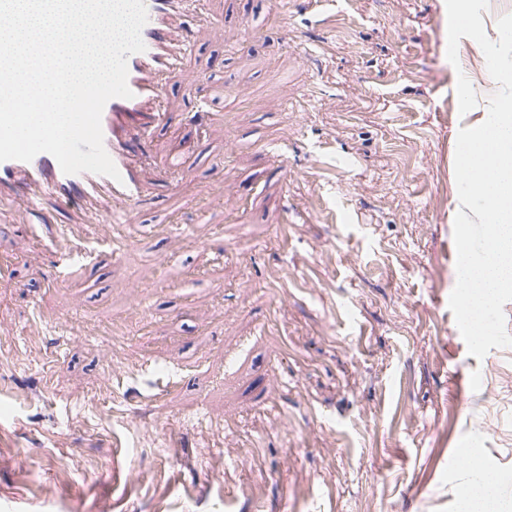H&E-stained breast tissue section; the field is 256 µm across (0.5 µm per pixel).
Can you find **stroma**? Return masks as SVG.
I'll list each match as a JSON object with an SVG mask.
<instances>
[{
  "label": "stroma",
  "instance_id": "35a3bbf8",
  "mask_svg": "<svg viewBox=\"0 0 512 512\" xmlns=\"http://www.w3.org/2000/svg\"><path fill=\"white\" fill-rule=\"evenodd\" d=\"M132 246L0 221V512H456L512 496V294L474 344L455 268L466 117L442 0H207ZM222 119L190 116L202 84ZM467 480L460 490L459 512H510L512 500L506 498L501 487L484 475L478 458L466 463Z\"/></svg>",
  "mask_w": 512,
  "mask_h": 512
}]
</instances>
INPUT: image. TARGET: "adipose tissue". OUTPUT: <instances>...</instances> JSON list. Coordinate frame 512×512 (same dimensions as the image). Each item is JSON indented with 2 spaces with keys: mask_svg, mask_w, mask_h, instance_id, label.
<instances>
[{
  "mask_svg": "<svg viewBox=\"0 0 512 512\" xmlns=\"http://www.w3.org/2000/svg\"><path fill=\"white\" fill-rule=\"evenodd\" d=\"M486 6V0L443 4L452 39L486 63L480 78L460 79L461 86L479 91L482 106L476 133L455 142L457 220L483 227L479 244L466 248V262L455 274L461 307L476 337L484 334L485 313L512 288V16H491ZM466 470L458 512H512V499L485 477L478 459H469Z\"/></svg>",
  "mask_w": 512,
  "mask_h": 512,
  "instance_id": "1",
  "label": "adipose tissue"
}]
</instances>
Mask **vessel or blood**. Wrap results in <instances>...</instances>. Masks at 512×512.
<instances>
[{"label":"vessel or blood","mask_w":512,"mask_h":512,"mask_svg":"<svg viewBox=\"0 0 512 512\" xmlns=\"http://www.w3.org/2000/svg\"><path fill=\"white\" fill-rule=\"evenodd\" d=\"M147 21L141 30L145 50L128 57L127 83L132 98H114L105 105L101 127L104 148L120 173L119 179L83 172L64 174L56 159L41 153L32 161L0 162V216L24 208L28 217L44 221L46 202L87 201L104 223H124V206L143 197L140 157L136 146L168 115L159 107L167 84L180 72L192 47V28L174 29L178 17H192L203 0H144Z\"/></svg>","instance_id":"1"}]
</instances>
